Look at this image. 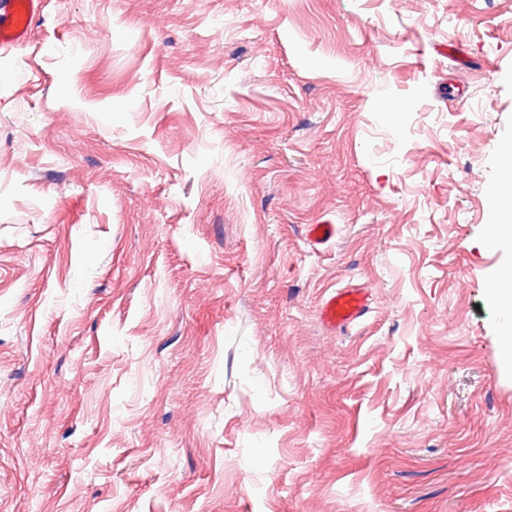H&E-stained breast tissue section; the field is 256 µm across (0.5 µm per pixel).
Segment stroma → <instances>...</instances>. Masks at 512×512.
<instances>
[{
    "label": "stroma",
    "mask_w": 512,
    "mask_h": 512,
    "mask_svg": "<svg viewBox=\"0 0 512 512\" xmlns=\"http://www.w3.org/2000/svg\"><path fill=\"white\" fill-rule=\"evenodd\" d=\"M511 144L512 0H45L0 49V512H512ZM490 296L501 308L503 314V338L512 354V327L508 321L512 315V265H504L492 277L489 284ZM370 301L371 296L367 288H336L322 302V322L331 330L347 329L369 312Z\"/></svg>",
    "instance_id": "35a3bbf8"
}]
</instances>
